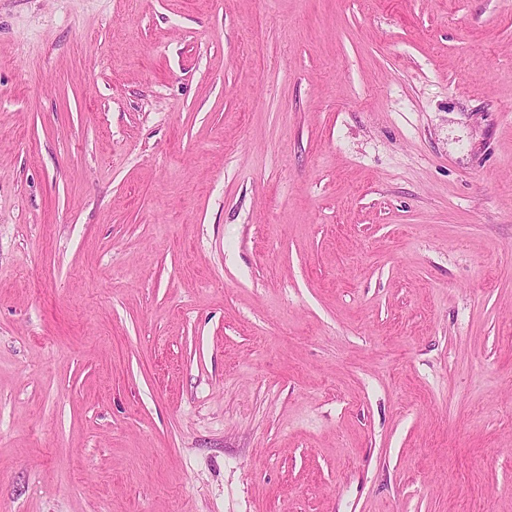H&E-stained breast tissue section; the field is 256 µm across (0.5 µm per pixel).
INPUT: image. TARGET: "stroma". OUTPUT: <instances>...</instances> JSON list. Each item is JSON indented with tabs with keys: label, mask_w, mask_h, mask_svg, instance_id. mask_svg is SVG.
Returning <instances> with one entry per match:
<instances>
[{
	"label": "stroma",
	"mask_w": 512,
	"mask_h": 512,
	"mask_svg": "<svg viewBox=\"0 0 512 512\" xmlns=\"http://www.w3.org/2000/svg\"><path fill=\"white\" fill-rule=\"evenodd\" d=\"M0 512H512V0H0Z\"/></svg>",
	"instance_id": "stroma-1"
}]
</instances>
